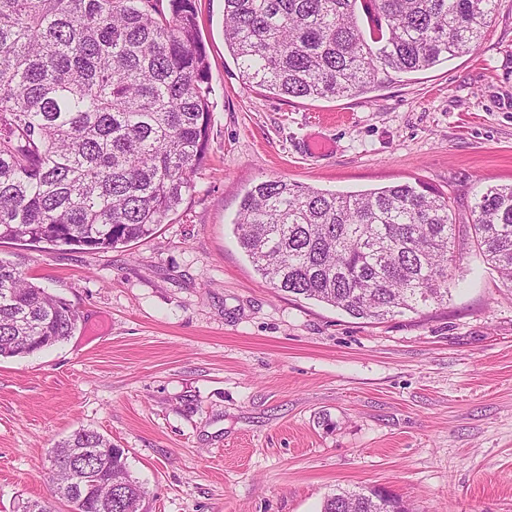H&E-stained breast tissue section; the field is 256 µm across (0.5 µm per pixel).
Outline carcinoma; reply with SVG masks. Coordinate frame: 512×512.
Returning <instances> with one entry per match:
<instances>
[{
	"label": "carcinoma",
	"mask_w": 512,
	"mask_h": 512,
	"mask_svg": "<svg viewBox=\"0 0 512 512\" xmlns=\"http://www.w3.org/2000/svg\"><path fill=\"white\" fill-rule=\"evenodd\" d=\"M224 0V43L245 83L296 98L371 92L479 48L496 0ZM195 0H0V241L107 250L152 236L194 188L214 102ZM472 242L512 283V185L474 198ZM235 231L279 291L381 321L448 299L456 218L422 184L336 194L269 179ZM74 331L66 302L0 261V358ZM110 448L112 456H82ZM112 478V507L140 512L126 453L78 430L50 459ZM322 512H403L342 490Z\"/></svg>",
	"instance_id": "carcinoma-1"
}]
</instances>
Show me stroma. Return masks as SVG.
Wrapping results in <instances>:
<instances>
[{
    "mask_svg": "<svg viewBox=\"0 0 512 512\" xmlns=\"http://www.w3.org/2000/svg\"><path fill=\"white\" fill-rule=\"evenodd\" d=\"M216 105L195 188L115 249L0 242L78 314L65 342L0 360V512L51 496L78 429L124 449L142 512H321L339 489L408 512H512V286L464 244L448 301L382 322L278 291L240 248L243 196L424 183L470 206L512 184V0L480 47L379 90L284 97L243 83L224 0H195ZM329 146L306 153L308 142Z\"/></svg>",
    "mask_w": 512,
    "mask_h": 512,
    "instance_id": "1",
    "label": "stroma"
}]
</instances>
